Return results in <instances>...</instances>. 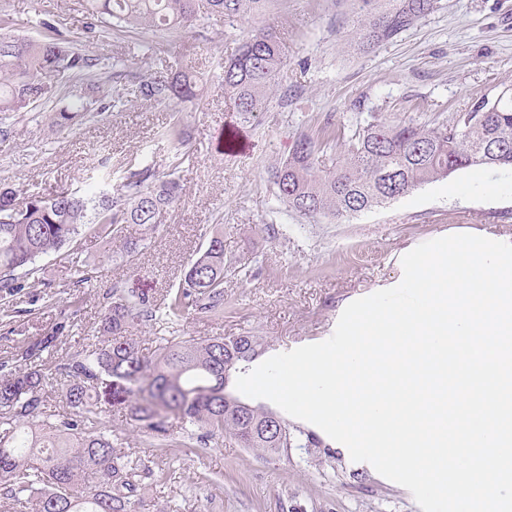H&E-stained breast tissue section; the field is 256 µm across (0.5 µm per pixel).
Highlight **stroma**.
I'll use <instances>...</instances> for the list:
<instances>
[{
	"mask_svg": "<svg viewBox=\"0 0 512 512\" xmlns=\"http://www.w3.org/2000/svg\"><path fill=\"white\" fill-rule=\"evenodd\" d=\"M356 12L355 0H269L262 15L232 26L205 13L187 32L119 31L104 22L91 32L86 0H0L8 34L39 36L46 20L52 37L107 64L123 58L127 71L102 79L119 107L76 132L51 134L42 111L18 118L9 135L0 136V184L45 196L62 185L85 189L89 172L131 159L166 170L168 148L155 132L179 115L191 134L190 158L179 172L181 201L162 213L135 262L123 258L121 242L107 247L96 238L84 240L83 260L126 293L155 301L178 280L212 226L223 225L224 310L187 320L181 336L250 333L268 342L272 356L324 341L350 301L397 277L396 255L405 247L454 225H512V170L493 167L460 170L350 219L313 222L278 200L269 167L326 121L361 110L434 124L512 86V0H439L396 40L366 53L351 43ZM268 25L281 42L284 64L267 110L244 123L224 98L218 62ZM182 67L200 79L198 99L173 112L139 97L144 69ZM232 127L240 144L229 151L224 133ZM39 266L14 300L21 332L0 325V360L50 331L75 292L68 252ZM50 295L55 305L45 304ZM100 310L96 289H85L57 359L98 344ZM103 421L120 435L124 451L169 474L161 487L144 479L140 512H169L173 504L179 512H422L409 490L369 463L352 461L336 441V456L328 461L303 448L272 459L230 437L188 454L154 447L120 407Z\"/></svg>",
	"mask_w": 512,
	"mask_h": 512,
	"instance_id": "obj_1",
	"label": "stroma"
}]
</instances>
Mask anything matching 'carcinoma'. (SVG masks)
<instances>
[{
  "mask_svg": "<svg viewBox=\"0 0 512 512\" xmlns=\"http://www.w3.org/2000/svg\"><path fill=\"white\" fill-rule=\"evenodd\" d=\"M206 10L233 23L260 15L268 0H205ZM92 19L115 28L188 31L199 21L197 0H88ZM363 15L353 39L362 50L391 42L437 8V0H360ZM283 60L272 28H257L220 62L224 95L241 119L265 111ZM100 59L68 42L42 36L0 34V125L34 111L55 82L71 74L84 81L52 108L49 126L70 132L112 109L100 95ZM138 93L150 103H184L198 95L197 76L146 73ZM348 133L330 124L299 137L292 153L270 170L277 197L288 210L309 217L349 218L386 205L418 187L470 167L512 168V88L495 100H478L448 122L421 125L390 121L374 112L355 120ZM172 145L165 172L149 165L128 169L112 186L107 172L80 194L67 187L49 196L17 197L0 187V314L15 317L10 298L38 272L37 261L68 248L79 253L91 231L110 243L120 239L128 258L140 243L124 234L129 224L147 232L179 199L177 170L189 158L187 132L175 119L157 132ZM337 143L335 165L321 166V146ZM98 347L51 362L67 323L82 299L60 311V321L39 339L0 361V499L13 512H139L140 464L116 452L103 423L104 405L124 406L128 419L158 448L194 449L224 436L276 459L292 448L321 442L279 417V436L263 432L272 409L229 389L232 375L246 373L268 349L260 336H216L203 341L177 335L186 320L224 309V232L215 230L190 260L162 303L133 298L111 284L102 289ZM142 324L168 332L160 351L148 356L133 338ZM176 421L173 426L170 421Z\"/></svg>",
  "mask_w": 512,
  "mask_h": 512,
  "instance_id": "carcinoma-1",
  "label": "carcinoma"
}]
</instances>
